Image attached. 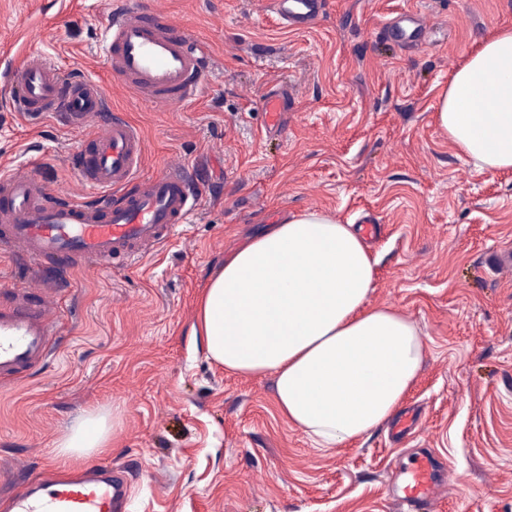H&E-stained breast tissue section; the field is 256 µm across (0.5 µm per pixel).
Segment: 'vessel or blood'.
<instances>
[{
  "label": "vessel or blood",
  "mask_w": 512,
  "mask_h": 512,
  "mask_svg": "<svg viewBox=\"0 0 512 512\" xmlns=\"http://www.w3.org/2000/svg\"><path fill=\"white\" fill-rule=\"evenodd\" d=\"M315 6L316 0H273L276 12L292 23L311 22ZM104 60L114 81L158 107L198 99L211 68L209 49L196 35L159 7H134L127 0H113ZM7 80L19 112L53 114L93 142L73 166L83 185L101 192L103 203L59 196L32 168L1 171V249L35 264L109 266L167 244L172 228L197 210L199 195L189 186L185 164L139 176L144 141L132 123L109 112L107 93L95 81L63 73L48 55L31 51L19 56ZM285 106L282 95L265 98L271 131L282 130ZM0 290L12 295L10 303H0V378H24L42 370L62 322L43 290L10 280L1 281ZM449 476L432 453L422 452L391 492L405 512H430ZM128 488L122 467L93 466L76 481L41 480L38 491L12 498L11 512H124Z\"/></svg>",
  "instance_id": "obj_1"
}]
</instances>
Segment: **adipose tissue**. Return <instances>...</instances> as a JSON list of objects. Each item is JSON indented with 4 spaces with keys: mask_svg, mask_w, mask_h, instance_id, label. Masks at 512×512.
<instances>
[{
    "mask_svg": "<svg viewBox=\"0 0 512 512\" xmlns=\"http://www.w3.org/2000/svg\"><path fill=\"white\" fill-rule=\"evenodd\" d=\"M436 121L475 167L512 169V28L492 33L440 93ZM376 261L354 225L308 211L225 256L200 297L208 358L241 376L275 377L283 419L335 448L389 421L424 357L416 324L368 297ZM104 417L54 445L64 466L107 446Z\"/></svg>",
    "mask_w": 512,
    "mask_h": 512,
    "instance_id": "obj_1",
    "label": "adipose tissue"
}]
</instances>
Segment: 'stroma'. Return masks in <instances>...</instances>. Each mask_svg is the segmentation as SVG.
I'll use <instances>...</instances> for the list:
<instances>
[{"label": "stroma", "mask_w": 512, "mask_h": 512, "mask_svg": "<svg viewBox=\"0 0 512 512\" xmlns=\"http://www.w3.org/2000/svg\"><path fill=\"white\" fill-rule=\"evenodd\" d=\"M106 3L0 0V81L23 49L83 70L141 132V174L181 160L203 201L168 247L106 272L0 254V280L49 290L63 322L46 372L0 382V512L59 470L53 443L91 413L113 417L119 442L85 462L125 467L126 512H394L391 478L422 449L455 476L438 512H512V270L484 265L512 250V170L475 168L435 120L454 70L512 27V0H322L308 30L276 21L271 0H165L213 56L201 96L167 108L113 87ZM400 13L404 31L426 25L422 45L387 32ZM284 91L273 133L262 101ZM89 146L52 118L23 130L0 103V166L80 193L70 156ZM304 211L382 226L368 303L408 316L425 349L402 443L381 426L315 447L279 415L273 376L225 372L193 334L211 270Z\"/></svg>", "instance_id": "1"}]
</instances>
